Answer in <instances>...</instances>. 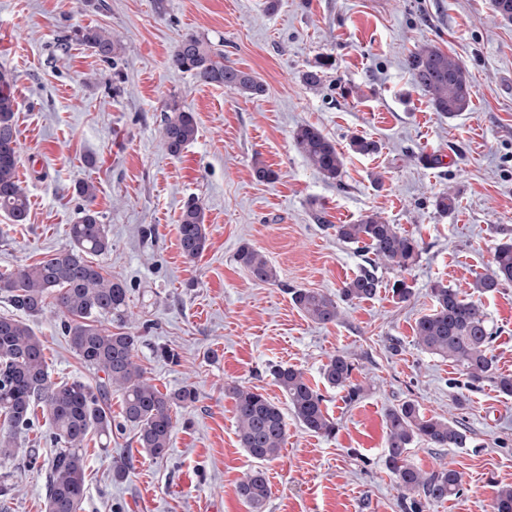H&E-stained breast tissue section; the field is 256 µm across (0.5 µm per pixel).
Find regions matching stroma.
Listing matches in <instances>:
<instances>
[{
	"label": "stroma",
	"instance_id": "obj_1",
	"mask_svg": "<svg viewBox=\"0 0 512 512\" xmlns=\"http://www.w3.org/2000/svg\"><path fill=\"white\" fill-rule=\"evenodd\" d=\"M0 0V71L19 102L18 175L30 197L26 223L0 213V272L48 258L68 243L85 202L79 183L97 188L93 207L110 228L112 246L97 261L129 289L137 360L151 383L169 392L195 386L197 402L174 411L167 457L140 452L123 421V400L106 404L112 438L84 442L87 492L82 512H249L237 494L257 462L240 448L234 405L225 385L258 387L286 400L268 368L294 365L311 382L332 355H349L364 392L347 401L323 387L339 425L334 437L306 431L287 417L279 459L266 463V512H403L401 493L384 462V415L406 400L425 414L463 423L465 448L412 445L408 459L430 471L447 465L462 476L460 496L427 512H491L496 491L512 485V398L477 389L448 360L421 351L415 323L432 307L435 281L470 294L490 272L496 246L512 240V23L492 0ZM100 26L122 45L102 61L64 35ZM194 33L253 73L257 98L203 85L170 67L178 40ZM434 45L458 57L472 79V111L435 112L404 62ZM333 65L318 87L303 72L323 58ZM178 96L198 135L181 156L160 139L164 102ZM309 124L345 153L341 183L323 179L296 151L291 134ZM377 141L376 153L350 152L352 136ZM278 174L257 181L254 160ZM456 195L454 212L434 198ZM198 200L208 227L206 250L186 260L177 225ZM323 205L326 224L313 218ZM420 243L407 279L413 293L393 297L397 271L380 268L383 286L369 300L344 306L338 322L320 325L293 304L290 289L337 294L369 253L336 236V225L368 213ZM260 250L277 271L254 281L236 259L242 245ZM481 302L497 336L500 372L512 374V283ZM29 324L44 345L53 382L105 381L71 349L55 308ZM174 349L178 364L158 348ZM33 462L0 459V512H46L51 428L35 413L19 435ZM129 458L127 478L112 463Z\"/></svg>",
	"mask_w": 512,
	"mask_h": 512
}]
</instances>
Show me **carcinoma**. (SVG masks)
<instances>
[{"label": "carcinoma", "instance_id": "carcinoma-1", "mask_svg": "<svg viewBox=\"0 0 512 512\" xmlns=\"http://www.w3.org/2000/svg\"><path fill=\"white\" fill-rule=\"evenodd\" d=\"M76 40L104 61L119 56L122 46L112 34L98 27L76 30ZM170 64L189 72L204 84L224 87L256 98L265 92L259 79L224 60V52L214 50L196 34H187L176 43ZM416 85L428 96L432 108L450 118L469 109L472 81L464 64L437 46L428 45L412 52L405 62ZM19 102L6 74L0 73V211L13 224L25 223L29 214L26 189L17 175L19 145L15 112ZM161 141L166 152L178 157L196 140L197 124L193 113L176 98H169L162 109ZM297 151L325 180L339 183L344 156L320 129L300 125L292 133ZM349 147L359 155L378 151L376 141L355 135ZM86 202L79 220L69 225V243L49 258L9 273H0V295L28 317L44 314L47 299L53 298L62 318L65 335L81 360L102 370L107 382L92 387L80 380L57 384L51 380L42 341L23 320L0 316V457L20 459L28 451L19 446L17 430L27 426L36 409L46 415L53 440L61 445L49 468L47 512H81L86 495V461L83 442L95 431L112 436V416L107 410L108 388L122 392L123 419L137 428L140 448L152 458H161L172 447L173 416L198 400L192 385L163 393L146 377L137 361L140 337L123 330L132 312L126 283L107 272L94 258L111 249L108 226L92 209L96 187L84 182L77 188ZM179 245L189 261L207 246L208 231L202 206L189 201L180 216ZM336 236L374 255L370 266L343 283L337 297L326 293L290 289L294 305L310 321L326 325L341 315V304L371 299L382 281L377 268L386 266L403 273L417 262L420 245L416 238L390 224L376 213L365 214L351 224L336 225ZM237 259L252 276L263 283L277 278L275 268L259 250L244 245ZM512 282V241L497 245L492 270L475 277L473 288L480 295L490 294ZM434 305L415 324L417 346L426 353L454 363L467 379V386L478 388L488 383L512 397V375L501 373L495 365L492 344L495 340L480 299L466 297L441 281L431 285ZM117 324L119 331L102 327V322ZM355 363L345 354L328 359L320 377L330 388L347 391L351 401L359 399L363 387L352 381ZM270 375L282 391L294 419L305 430L330 437L337 424L323 407V396L294 365H274ZM235 406L236 435L241 448L260 463L247 472L237 486L240 499L251 512H263L270 486L261 464L277 459L284 447L287 424L278 404L256 387L229 385L224 388ZM387 468L401 490L404 512H426L428 505L442 502L462 492L458 471L443 466L426 472L410 463L408 453L416 442L433 448H465L469 443L463 425L444 416L426 415L418 403L406 400L385 414ZM492 512H512V486L496 492Z\"/></svg>", "mask_w": 512, "mask_h": 512}]
</instances>
